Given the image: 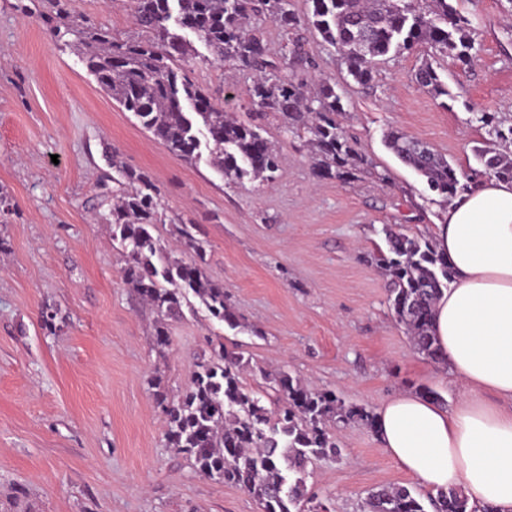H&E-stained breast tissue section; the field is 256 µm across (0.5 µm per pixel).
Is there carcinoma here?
Returning <instances> with one entry per match:
<instances>
[{"label": "carcinoma", "instance_id": "obj_1", "mask_svg": "<svg viewBox=\"0 0 512 512\" xmlns=\"http://www.w3.org/2000/svg\"><path fill=\"white\" fill-rule=\"evenodd\" d=\"M302 18L290 0H129L131 16L146 37L117 42L92 24L75 23L67 0H53L54 33H74L84 48L88 73L101 88L175 156L192 162L206 148L210 164L230 182L270 181L279 170L280 154L261 133V120H281L291 133L310 134L318 177L346 181L369 166L339 117L344 112L335 85L321 80L310 92L293 77L282 75L288 55L301 51L299 40L284 51L281 62L270 59L263 40L249 25L269 17L295 30L312 26L324 43L341 56L348 75L359 84L373 78L378 60L423 47L430 56L452 57L467 68L473 62L474 27L450 0H308ZM193 32L221 63L238 64L256 74L248 96L258 111L245 120L229 117L209 92L187 76L184 66L192 46L170 32L169 22ZM419 86L436 96L448 94L433 63L415 73ZM480 122L504 143L501 149H474L485 172L512 181V127L499 129L495 117ZM387 147L426 179L428 187L448 198L467 190L457 170L425 143L399 131H389ZM112 167L130 191L110 209L108 221L119 228L125 256L122 277L157 312L155 343L168 346L165 321L182 315V299L192 292L210 316L236 325L224 299V286L203 273L205 248L188 226L175 227L189 260L173 259L151 229L164 223L159 192L150 176L112 159ZM387 252L379 261L389 277V302L412 345L427 359L445 363L431 334L434 307L453 273L448 259L432 241L384 228ZM210 353L198 363L190 381L175 399L155 384L154 397L165 415L169 447L193 460L210 479L234 484L251 495L262 512H329L330 507L308 495L305 472L315 459L339 454L328 423L362 424L375 428V416L347 405L330 390H310L286 372L270 377L278 406L269 410L261 398L243 386L244 356L224 342L209 341ZM359 512H494L469 502L456 488L425 496L402 485L372 489L361 499Z\"/></svg>", "mask_w": 512, "mask_h": 512}]
</instances>
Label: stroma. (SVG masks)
Here are the masks:
<instances>
[{"label":"stroma","instance_id":"35a3bbf8","mask_svg":"<svg viewBox=\"0 0 512 512\" xmlns=\"http://www.w3.org/2000/svg\"><path fill=\"white\" fill-rule=\"evenodd\" d=\"M452 4L472 19L475 50L466 69L437 59L445 96L417 85L423 52L389 56L358 85L310 27L256 21L272 60L300 38L312 65L289 60L288 75L335 84L342 124L374 170L319 179L305 138L270 118L265 135L282 151L274 181L231 184L207 157L171 154L98 87L77 37L52 33L50 0H0V512H261L246 491L168 448L154 398L158 382L177 398L217 336L248 359L243 381L267 407L264 375L281 370L371 412L421 386L447 407L458 403L461 386L414 350L370 260L386 246L384 225L425 237L443 206L387 148L388 131L466 172L478 168L472 148L488 137L482 113L512 126V0ZM69 9L116 40L140 35L128 0H70ZM196 49L189 77L245 117L252 72ZM116 160L157 185L166 222L155 236L172 256L181 254L175 226L192 225L205 272L223 285L241 328L187 307L168 322L169 347H156L157 313L124 283L125 257L101 218L124 189ZM46 308L57 313L55 329L42 322ZM334 435L340 457L313 461L306 475L333 512H358L366 490L410 486L371 430L351 424Z\"/></svg>","mask_w":512,"mask_h":512}]
</instances>
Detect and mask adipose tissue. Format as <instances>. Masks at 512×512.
Masks as SVG:
<instances>
[{"label":"adipose tissue","mask_w":512,"mask_h":512,"mask_svg":"<svg viewBox=\"0 0 512 512\" xmlns=\"http://www.w3.org/2000/svg\"><path fill=\"white\" fill-rule=\"evenodd\" d=\"M432 233L454 268L433 333L465 395L450 409L399 393L379 408L377 437L418 485L512 512V182L475 181Z\"/></svg>","instance_id":"adipose-tissue-1"}]
</instances>
